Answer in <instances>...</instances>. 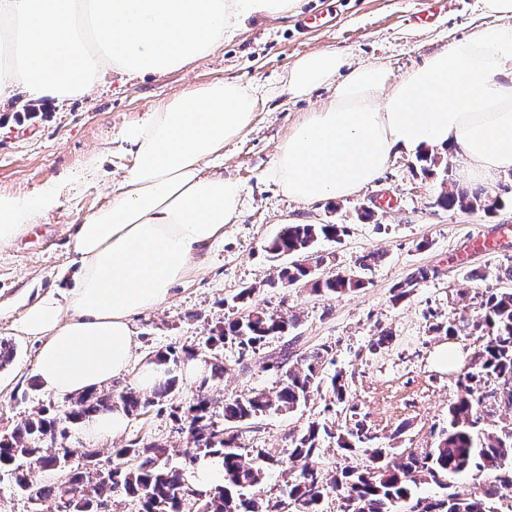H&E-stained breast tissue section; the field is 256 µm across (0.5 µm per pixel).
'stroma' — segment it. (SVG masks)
I'll return each mask as SVG.
<instances>
[{
    "instance_id": "stroma-1",
    "label": "stroma",
    "mask_w": 512,
    "mask_h": 512,
    "mask_svg": "<svg viewBox=\"0 0 512 512\" xmlns=\"http://www.w3.org/2000/svg\"><path fill=\"white\" fill-rule=\"evenodd\" d=\"M307 28H300L302 17ZM478 0H304L299 14L285 20H254L223 48L191 70L135 80L109 75L96 89L68 104H40L35 115L16 98L0 109V192L35 194L51 183L63 185L60 206L14 241L0 245V340L16 346L11 364L0 369V432L29 418L39 408L63 401L43 388L37 377L40 342L18 329L24 309L38 298L62 296L72 287L78 266L72 238L88 214L108 203L112 184L122 180L133 162L123 139L125 129L141 121L147 109L190 84L239 79L263 88L276 87L297 57L336 50L354 62L387 63L393 76L422 65L449 41L490 24ZM331 94L330 88L309 98L287 95L266 99L246 136L226 145L215 169L244 188L241 213L225 225L198 269L173 287L168 301L131 318L135 363L151 361L157 351L194 346L211 330L236 317L238 293L253 288L252 306L297 315L301 348L331 349L326 373H345V403L331 404L326 394L312 397L293 413H270L243 426L239 443L248 455L276 454L289 446L291 434L318 421L345 430L352 415L364 418L380 447L405 455L432 446L448 423V407L460 394L458 376L481 345L480 339L449 337L441 326L462 316L482 314L477 291L496 283L501 267L512 263V173L492 188L506 198L493 215L448 210L437 205L442 191L471 189L460 175V160L427 175L416 155L397 152L380 177L354 197L302 205L288 199L271 178L278 146L288 130ZM98 154L103 175L67 188L65 180L80 172L90 154ZM372 210L373 220L361 214ZM342 224L340 240H320L315 248L323 275L346 272L368 251L384 258L367 275L364 288L327 300L307 288L270 287L277 263L264 250L284 223ZM431 278L407 298L393 302L392 289L418 267ZM481 279H474V272ZM391 343L372 349L380 331ZM456 351L453 365L440 364L439 350ZM224 381L207 389L215 412L225 400L253 390L272 391L275 371L259 356L245 359L236 342H225ZM199 381L184 378L175 397L129 415L122 436L90 440L82 425L69 428L58 445L98 453L107 466L114 448L131 439L167 445L176 462L193 448L174 410L198 393Z\"/></svg>"
}]
</instances>
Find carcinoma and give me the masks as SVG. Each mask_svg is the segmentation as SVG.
<instances>
[{
  "label": "carcinoma",
  "instance_id": "cac0c4a2",
  "mask_svg": "<svg viewBox=\"0 0 512 512\" xmlns=\"http://www.w3.org/2000/svg\"><path fill=\"white\" fill-rule=\"evenodd\" d=\"M437 205L451 210H481L492 214L505 202L498 193L480 189L468 198L452 191L443 192ZM346 232L342 224H287L265 246L272 259L293 257L278 270L277 282L284 288L305 286L324 298L345 295L364 287V275L380 261L375 252L364 253L355 261L356 270L322 276L312 272L309 257L321 239H337ZM431 276V270H414L393 289L392 300L399 302ZM254 289L239 294L243 304L240 316L213 330L197 348L158 351L154 362L164 371V380L147 397L132 387L90 391L49 416L41 408L24 422L0 434V470L11 472L17 489L36 504L48 498L58 500V512H97V505H114L130 498L138 512H285L290 502L304 505L303 512H322L325 497L333 493L342 501L341 512H498L489 500L512 502V425L497 433L478 430L484 415L495 407L512 410V289L486 288L483 314L472 319L461 316L448 323V336H477L483 340L468 368L459 375L462 394L448 408V428L441 430L436 446L413 451L397 459L384 448L367 445L361 439L365 425L357 420L342 434L331 427L312 422L303 432L291 436L286 455L276 457L259 450L248 459L240 452L238 425L269 413H292L306 405L311 396L326 390L332 403L346 400L348 382L337 373L325 381L321 377L329 357L322 345L301 353L293 350L298 337H288L297 319L248 305ZM286 338L278 354L262 358L264 368L280 373L272 393L251 391L224 403L223 424L214 420L212 403L202 394L190 399L175 419L182 423L195 444L188 465L206 457L224 462V484L202 492L188 485L185 468L173 463L171 450L159 443L134 439L112 449L113 464L107 468L94 462L97 452L81 454L57 447L56 438L65 436L70 425L120 406L134 413L179 392L176 367L204 354L205 374L200 386L224 379V361L219 350L227 340L244 350L255 351L271 338ZM333 443L348 453H361L368 465L346 467L336 475H326L308 463L324 443ZM284 468L286 479L279 499L264 500L252 494L264 478L266 466ZM34 469L59 474L60 479L36 484L30 478ZM471 474L487 478L481 494L464 491L429 501L414 497L415 489L432 481L449 488L448 479Z\"/></svg>",
  "mask_w": 512,
  "mask_h": 512
}]
</instances>
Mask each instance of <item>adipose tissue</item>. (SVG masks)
Returning <instances> with one entry per match:
<instances>
[{"instance_id": "adipose-tissue-1", "label": "adipose tissue", "mask_w": 512, "mask_h": 512, "mask_svg": "<svg viewBox=\"0 0 512 512\" xmlns=\"http://www.w3.org/2000/svg\"><path fill=\"white\" fill-rule=\"evenodd\" d=\"M302 0H0V104L23 88L47 103L81 96L106 74L166 75L223 47L254 19H285ZM333 98L281 143L272 176L301 202L355 196L393 153L464 160L461 175L492 183L512 173V25H484L400 77L321 50L296 58L284 90ZM264 94L224 79L185 89L128 127L134 162L104 208L73 238L79 257L64 298L30 304L20 330L39 337L37 375L65 399L131 373L151 389L158 365L131 367V318L164 304L202 251L240 214L243 187L206 166L253 126ZM61 188L0 194V244L59 207Z\"/></svg>"}]
</instances>
